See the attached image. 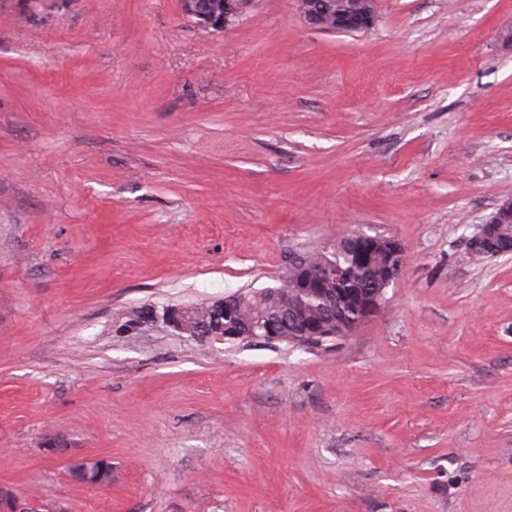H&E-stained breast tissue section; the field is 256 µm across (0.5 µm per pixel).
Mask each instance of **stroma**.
<instances>
[{
  "label": "stroma",
  "instance_id": "1",
  "mask_svg": "<svg viewBox=\"0 0 512 512\" xmlns=\"http://www.w3.org/2000/svg\"><path fill=\"white\" fill-rule=\"evenodd\" d=\"M0 0V492L65 512H512V0ZM407 250L330 350L133 309L275 285L347 232ZM104 460L112 481L71 470ZM253 0H181V12L201 29L223 31L232 26ZM322 1V2H320ZM329 1L336 0H308L300 2L299 14L301 18L311 27L331 33H362L371 29L376 22V0H360V5L356 12L341 13L336 12V8L326 10L323 3L328 5ZM512 223V197L504 198L495 214L487 224H479L477 231L466 240L469 252L480 249L484 257H498L512 254V238H504L501 233L510 236Z\"/></svg>",
  "mask_w": 512,
  "mask_h": 512
}]
</instances>
